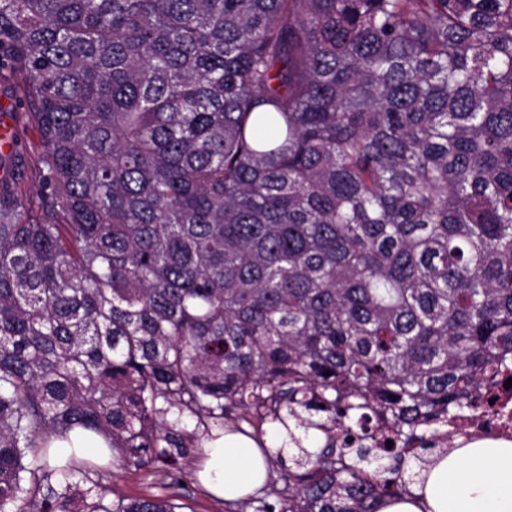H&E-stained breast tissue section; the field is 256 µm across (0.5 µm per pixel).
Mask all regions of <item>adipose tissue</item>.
Segmentation results:
<instances>
[{"label":"adipose tissue","instance_id":"1","mask_svg":"<svg viewBox=\"0 0 512 512\" xmlns=\"http://www.w3.org/2000/svg\"><path fill=\"white\" fill-rule=\"evenodd\" d=\"M210 490L229 502L248 498L267 478L254 442L214 440L201 463ZM414 498L380 512H512V443L479 441L424 465Z\"/></svg>","mask_w":512,"mask_h":512}]
</instances>
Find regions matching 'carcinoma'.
I'll list each match as a JSON object with an SVG mask.
<instances>
[{"instance_id": "carcinoma-1", "label": "carcinoma", "mask_w": 512, "mask_h": 512, "mask_svg": "<svg viewBox=\"0 0 512 512\" xmlns=\"http://www.w3.org/2000/svg\"><path fill=\"white\" fill-rule=\"evenodd\" d=\"M2 65L0 512L226 432L240 512H379L512 378V0H0ZM23 98L22 85L18 80L15 79L10 84H0V117L2 113L10 117L18 129L20 139L16 150L22 156V160L26 159L30 163L26 181L30 187L35 182L34 175L30 172V158L32 145L37 142V137L30 128H25L23 124L22 115L25 112ZM18 101L21 103L20 106ZM200 474L210 490L225 501L248 498L267 478V470L255 443L224 435L207 448Z\"/></svg>"}]
</instances>
